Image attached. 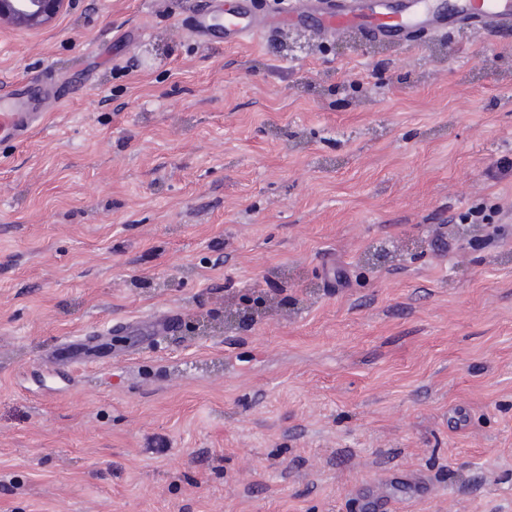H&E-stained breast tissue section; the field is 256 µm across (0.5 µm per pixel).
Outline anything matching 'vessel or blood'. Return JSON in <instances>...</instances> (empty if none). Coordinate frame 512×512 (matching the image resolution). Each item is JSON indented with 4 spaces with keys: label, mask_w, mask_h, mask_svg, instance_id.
I'll list each match as a JSON object with an SVG mask.
<instances>
[{
    "label": "vessel or blood",
    "mask_w": 512,
    "mask_h": 512,
    "mask_svg": "<svg viewBox=\"0 0 512 512\" xmlns=\"http://www.w3.org/2000/svg\"><path fill=\"white\" fill-rule=\"evenodd\" d=\"M290 20L316 39L343 38L362 32L374 40L416 42L446 34L449 24L470 32L512 27V0H459L447 10L440 0H410L404 13L368 14L360 0H286L275 15L255 12L252 0H200L183 17L189 35L202 41L223 39L244 45ZM41 80L21 83L0 92V144L30 138L42 115L37 108L46 95Z\"/></svg>",
    "instance_id": "vessel-or-blood-1"
}]
</instances>
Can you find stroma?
Listing matches in <instances>:
<instances>
[{"mask_svg": "<svg viewBox=\"0 0 512 512\" xmlns=\"http://www.w3.org/2000/svg\"><path fill=\"white\" fill-rule=\"evenodd\" d=\"M193 2L0 27L56 90L0 145V512H512V28L229 47Z\"/></svg>", "mask_w": 512, "mask_h": 512, "instance_id": "1", "label": "stroma"}]
</instances>
